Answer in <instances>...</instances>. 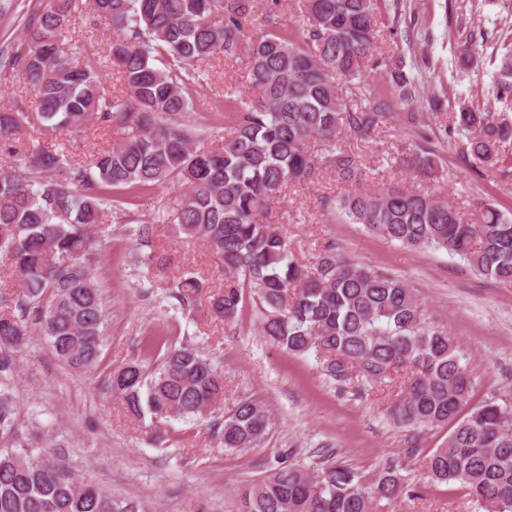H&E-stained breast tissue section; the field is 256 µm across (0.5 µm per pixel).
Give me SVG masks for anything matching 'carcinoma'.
I'll list each match as a JSON object with an SVG mask.
<instances>
[{"instance_id": "obj_1", "label": "carcinoma", "mask_w": 512, "mask_h": 512, "mask_svg": "<svg viewBox=\"0 0 512 512\" xmlns=\"http://www.w3.org/2000/svg\"><path fill=\"white\" fill-rule=\"evenodd\" d=\"M252 0H48L33 12L25 36L0 47V70L14 72L39 92L41 121L60 131L99 124L127 133L87 161L71 162L64 147H12L22 164L0 165V258L19 282L0 294V512H145L133 499H115L61 463L35 457L16 416L13 353L37 325L57 359L72 370L99 359L105 307L92 263L106 229V205L160 183L188 187L173 208V232L202 241L222 260L224 284L209 296V311L227 325L247 303L265 339L292 355L315 354L322 374L340 386L362 378L376 386L402 377L389 416L404 428L451 426L426 461L430 484H460L482 512H512V403H472L473 382L459 347L403 280L361 267L328 243L311 270L288 238L264 222L270 202L293 183L330 172L345 183L362 177L346 134L363 137L393 118L386 98L362 97L353 110L340 83L360 81L370 67L390 72L402 103L417 95L403 60L375 57L383 25L380 0H302L306 26L288 30L271 0L266 32L254 36ZM111 19L112 64L124 94L112 93L100 62L76 59L85 48L65 44L75 13ZM221 56L245 66L252 98L224 88L233 128L219 149H200L199 130L186 119L192 89L205 81L202 65ZM496 112L461 101L443 117L411 114L421 141L438 129L465 138L469 157L484 166L512 164V54L501 59ZM22 112L0 111V143L16 140ZM406 167L434 172V160L399 153ZM329 223L350 224L413 249L444 250L477 273L512 283V217L488 206L478 221L440 197L401 184L323 200ZM172 296L192 310L203 291L191 276L170 282ZM112 392L127 410L211 423L224 449L260 445L276 425L249 396L224 410V375L185 340L166 347L148 373L130 362L112 375ZM387 460L364 473L331 459L311 467L281 458L241 496L239 512H390L420 496Z\"/></svg>"}]
</instances>
